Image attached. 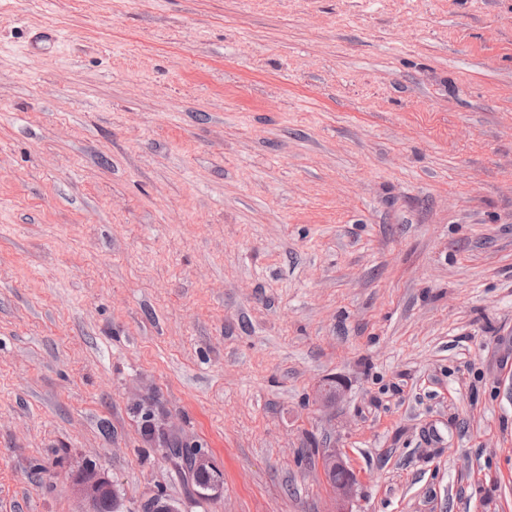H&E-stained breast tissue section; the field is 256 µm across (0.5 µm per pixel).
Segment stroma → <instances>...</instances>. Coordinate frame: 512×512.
<instances>
[{
  "label": "stroma",
  "instance_id": "stroma-1",
  "mask_svg": "<svg viewBox=\"0 0 512 512\" xmlns=\"http://www.w3.org/2000/svg\"><path fill=\"white\" fill-rule=\"evenodd\" d=\"M332 448L512 512V0H0V512H333ZM168 459L179 469L183 470L185 464L187 470L192 473L193 482L198 489L200 497L208 498L213 483L223 475L217 467L212 469H198L210 466L209 459L205 453L198 452L195 454L196 466L193 463V455L191 448L183 447L179 443H171L167 448ZM183 463V464H182ZM72 490L80 500L82 508L78 512H119V496L115 492L112 481L100 472L96 464L88 463L82 466L72 480Z\"/></svg>",
  "mask_w": 512,
  "mask_h": 512
}]
</instances>
